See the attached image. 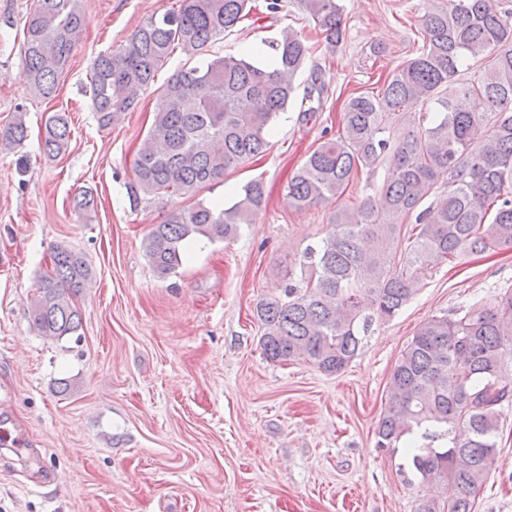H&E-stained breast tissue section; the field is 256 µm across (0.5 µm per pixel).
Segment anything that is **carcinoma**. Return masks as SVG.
Instances as JSON below:
<instances>
[{"label": "carcinoma", "instance_id": "obj_1", "mask_svg": "<svg viewBox=\"0 0 512 512\" xmlns=\"http://www.w3.org/2000/svg\"><path fill=\"white\" fill-rule=\"evenodd\" d=\"M277 14L295 5L325 34L344 38L340 0H265ZM254 9L253 0H179V7L144 23L122 48L95 60L90 98L100 127L131 112L174 49L189 59L232 31ZM83 26L80 0H37L24 25L23 79L40 100L55 97ZM425 41L399 64L378 93L353 92L341 133L309 152L288 183L292 207L332 203L355 172L386 159L389 173L375 195L333 211L329 239L305 253L306 287H286L258 303L264 357L303 359L328 375L344 370L378 319L393 317L418 291L428 270L466 254L512 249V0H448L428 12ZM267 64L226 53L185 66L170 77L153 122L134 160L133 200L140 195L194 197L226 172L266 152L272 122L293 98L294 79L311 56L291 30L270 40ZM484 61L483 71L458 85L461 63ZM325 88L312 81L303 116L318 111ZM438 105L436 117L403 137L391 125L417 107ZM27 137L19 113L3 139ZM71 129L54 112L44 125L43 150L66 151ZM440 191L428 206L423 201ZM266 207L260 181L248 182L237 200L170 211L151 226L146 255L165 279L186 256L185 242L237 234ZM414 217L408 239L401 221ZM52 272L30 302L34 328L43 336L77 333L82 315L75 297L92 271L80 254L53 249ZM512 404V292L492 306L454 317L433 316L403 347L390 375L376 425V447L395 451L420 433L427 444H407L423 480L451 484L455 496L430 500L420 512H475L476 497L499 455L502 412Z\"/></svg>", "mask_w": 512, "mask_h": 512}]
</instances>
